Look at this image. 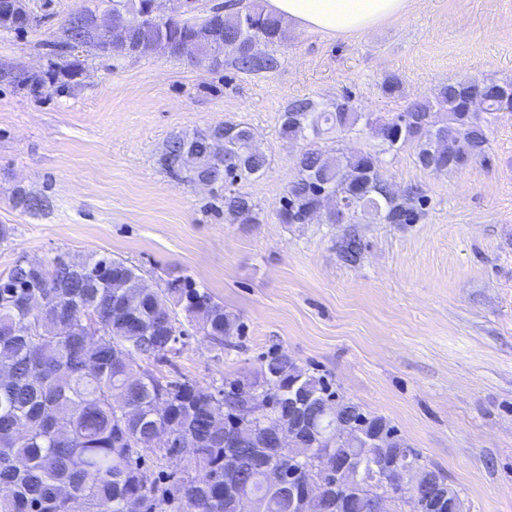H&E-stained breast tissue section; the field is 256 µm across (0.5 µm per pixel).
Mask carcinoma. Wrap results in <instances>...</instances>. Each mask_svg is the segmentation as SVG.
Returning <instances> with one entry per match:
<instances>
[{"mask_svg": "<svg viewBox=\"0 0 512 512\" xmlns=\"http://www.w3.org/2000/svg\"><path fill=\"white\" fill-rule=\"evenodd\" d=\"M157 0H112V12L133 16L139 50L123 46L124 35H112V57L139 58L159 53L164 41L175 43L206 21L215 25L201 47L205 64L224 62V46L236 47V62L245 71L272 70L275 48L288 37L284 20L265 11L258 0H237L224 11L218 5L204 17L193 15L161 21ZM65 40L54 44L50 75L71 77L79 64L67 59L82 37L76 14L67 19ZM491 84L457 81L440 87L434 99H415L404 109L411 120L396 128V116L354 112L345 103L324 105L310 97L288 103L280 134L305 142L295 158L296 175L278 212L283 224H309L319 215L335 223L336 213L351 210L353 224H414L424 195L409 187L391 194L382 173L380 153L411 148L417 163L434 173H452L489 160V132L501 112H512L490 95ZM478 97L482 111L464 110L465 99ZM360 128L377 140L381 151H344L321 142L328 130L342 134ZM257 134L245 123L221 122L204 130L171 136L159 164L175 178L209 180L224 189V217L231 223L258 224L260 212L252 197L234 189L264 173L270 158L257 147ZM361 245L354 235L336 242L339 257L353 263ZM140 269L123 259L97 254L77 255L66 264L30 269L16 262L0 277V512H72L80 500L86 512H289L288 488L265 479L268 466L319 472L312 436H298L286 448L272 447L268 430L290 423L293 402L307 400L315 414V431L336 443V425L323 415L333 397L353 422L356 435L342 442L358 460L334 476L348 496L349 512H370V498L390 485L392 476L377 464L401 454L422 478L437 475L444 484L447 512H465L460 492L439 470L425 463L414 448L398 439L385 417L344 399L322 377L308 373L285 353L265 358L254 379H226L204 389L186 376L168 377L145 370L142 359L174 366L188 336L186 326L218 349L228 346L238 330L237 318L224 304L191 283L175 288H142ZM39 291L49 304L30 314L16 308L10 292ZM266 405L260 417H246L240 387ZM122 402L113 405V395ZM234 436L237 469L224 474V429ZM383 433V444L370 446L360 435ZM171 431L193 448L188 465L156 443ZM152 454L146 464L143 452ZM234 488L224 494V482Z\"/></svg>", "mask_w": 512, "mask_h": 512, "instance_id": "obj_1", "label": "carcinoma"}]
</instances>
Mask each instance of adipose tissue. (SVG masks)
<instances>
[{"label": "adipose tissue", "mask_w": 512, "mask_h": 512, "mask_svg": "<svg viewBox=\"0 0 512 512\" xmlns=\"http://www.w3.org/2000/svg\"><path fill=\"white\" fill-rule=\"evenodd\" d=\"M414 0H267L288 24L327 35L362 33L408 14Z\"/></svg>", "instance_id": "obj_1"}]
</instances>
